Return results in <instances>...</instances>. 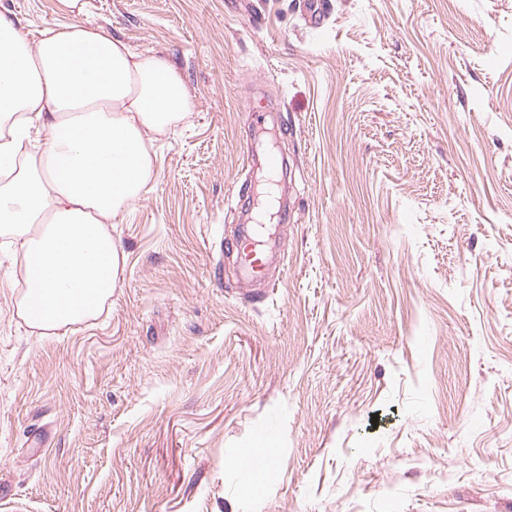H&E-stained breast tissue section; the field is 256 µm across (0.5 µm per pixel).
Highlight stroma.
I'll return each mask as SVG.
<instances>
[{
	"label": "stroma",
	"instance_id": "stroma-1",
	"mask_svg": "<svg viewBox=\"0 0 512 512\" xmlns=\"http://www.w3.org/2000/svg\"><path fill=\"white\" fill-rule=\"evenodd\" d=\"M90 2L0 12L166 58L194 110L96 318L29 327L0 250V512H512V0ZM269 98L293 213L246 295L220 242Z\"/></svg>",
	"mask_w": 512,
	"mask_h": 512
}]
</instances>
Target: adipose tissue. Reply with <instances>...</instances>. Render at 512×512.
<instances>
[{
    "label": "adipose tissue",
    "instance_id": "obj_1",
    "mask_svg": "<svg viewBox=\"0 0 512 512\" xmlns=\"http://www.w3.org/2000/svg\"><path fill=\"white\" fill-rule=\"evenodd\" d=\"M193 109L166 58L76 25L32 43L0 13V236L21 257L30 327L90 319L111 298L122 254L107 227L148 190L145 134Z\"/></svg>",
    "mask_w": 512,
    "mask_h": 512
}]
</instances>
